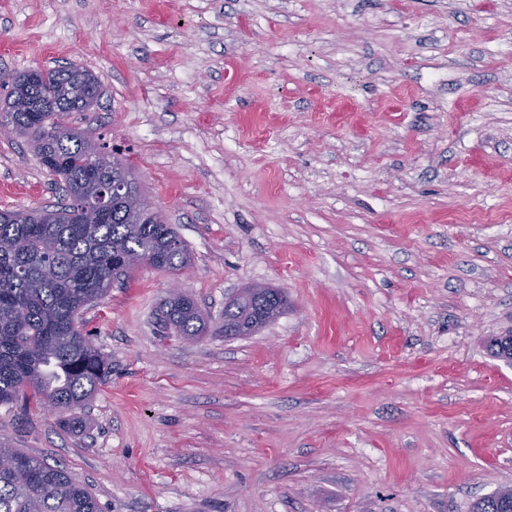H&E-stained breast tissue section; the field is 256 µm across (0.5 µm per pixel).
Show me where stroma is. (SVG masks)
<instances>
[{
    "instance_id": "35a3bbf8",
    "label": "stroma",
    "mask_w": 512,
    "mask_h": 512,
    "mask_svg": "<svg viewBox=\"0 0 512 512\" xmlns=\"http://www.w3.org/2000/svg\"><path fill=\"white\" fill-rule=\"evenodd\" d=\"M77 64L68 122L187 243L81 320L82 427L0 405V443L101 512H470L512 488V0H0V68ZM60 180L0 136V210ZM209 332L164 335L172 284ZM265 283L285 312L225 338Z\"/></svg>"
}]
</instances>
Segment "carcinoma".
<instances>
[{
  "label": "carcinoma",
  "instance_id": "cac0c4a2",
  "mask_svg": "<svg viewBox=\"0 0 512 512\" xmlns=\"http://www.w3.org/2000/svg\"><path fill=\"white\" fill-rule=\"evenodd\" d=\"M95 80L75 64L48 68L36 83L0 70V86L9 89L4 117L39 159L54 163L67 199L51 208L0 211V405L49 406L74 428L108 373L82 328V311L123 276L130 256L143 254L172 276L191 260L188 245L158 211L138 216L121 202L103 207L91 200L126 173L106 146L64 123L93 105L78 89ZM287 305L281 290L269 288L229 317L247 322L266 308ZM161 323L186 341L208 330L197 302L184 294L165 300ZM1 460L10 465L0 466V512H100L66 469L2 444ZM472 512H512V489L479 499Z\"/></svg>",
  "mask_w": 512,
  "mask_h": 512
}]
</instances>
